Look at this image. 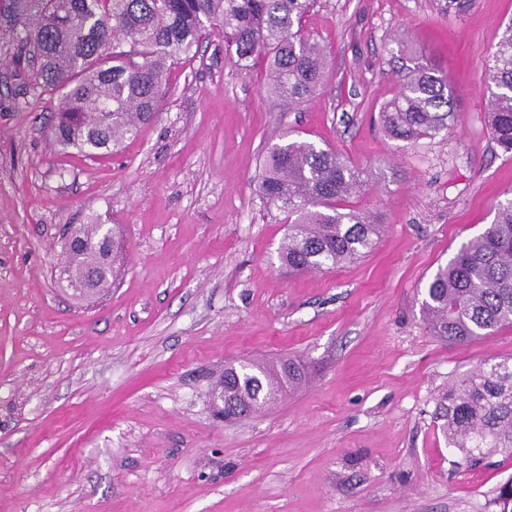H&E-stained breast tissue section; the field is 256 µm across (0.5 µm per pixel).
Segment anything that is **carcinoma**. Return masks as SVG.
I'll return each mask as SVG.
<instances>
[{
    "mask_svg": "<svg viewBox=\"0 0 512 512\" xmlns=\"http://www.w3.org/2000/svg\"><path fill=\"white\" fill-rule=\"evenodd\" d=\"M316 0H0V51L31 72L40 96L63 90L54 142L87 154L113 150L150 123L165 97L168 71L190 58L206 28L222 31L225 58L245 68L265 64L267 96L286 112L327 82V51L303 33ZM398 91L380 109L395 140L415 143L449 129L454 96L429 59L399 55ZM487 124L492 141L512 153V19L491 53ZM365 172L336 150L290 140L268 149L258 191L286 213L288 243L279 258L290 272L331 270L369 253L380 234L351 205ZM62 237L59 283L76 294L112 284L113 243L102 221ZM433 335L468 343L512 325V198L493 221L438 267L420 304ZM304 379L292 361L224 366L212 398L227 420L254 414L287 384ZM437 419L463 465L475 469L512 452V357L490 360L460 376L437 402ZM498 512H512V478L499 487Z\"/></svg>",
    "mask_w": 512,
    "mask_h": 512,
    "instance_id": "carcinoma-1",
    "label": "carcinoma"
}]
</instances>
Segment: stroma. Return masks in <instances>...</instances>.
Returning <instances> with one entry per match:
<instances>
[{"mask_svg":"<svg viewBox=\"0 0 512 512\" xmlns=\"http://www.w3.org/2000/svg\"><path fill=\"white\" fill-rule=\"evenodd\" d=\"M511 18L512 0H318L304 29L330 78L290 112L214 33L172 69L157 118L92 156L52 138L61 93L0 64V512H495L512 455L467 469L435 411L459 375L512 356V325L455 345L419 308L512 191L485 112ZM403 45L439 64L457 109L413 145L379 123ZM286 136L370 171L354 204L382 231L366 256L281 268L284 214L257 180ZM98 216L117 276L78 297L58 284L62 231ZM245 359L308 378L220 420L211 387Z\"/></svg>","mask_w":512,"mask_h":512,"instance_id":"obj_1","label":"stroma"}]
</instances>
